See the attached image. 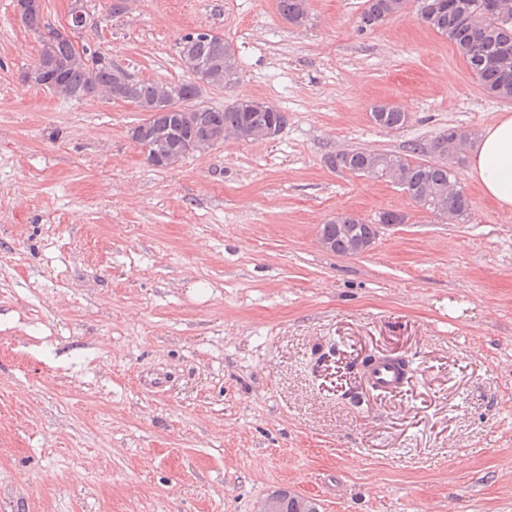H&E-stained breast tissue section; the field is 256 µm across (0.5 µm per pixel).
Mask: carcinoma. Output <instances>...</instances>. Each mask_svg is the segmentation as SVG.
<instances>
[{
	"label": "carcinoma",
	"instance_id": "obj_1",
	"mask_svg": "<svg viewBox=\"0 0 512 512\" xmlns=\"http://www.w3.org/2000/svg\"><path fill=\"white\" fill-rule=\"evenodd\" d=\"M429 3L426 13L419 14L421 22L448 39L458 55L478 80L481 88L492 98L512 101V0H499L500 7L492 6L494 0H420ZM409 0H366L359 17V29L371 30L403 13ZM280 14L290 24L302 25L307 20L308 0H278ZM194 38V53L189 55L190 66L200 72L218 74L213 86H224V67L236 65V54L224 36L201 39L189 33L184 39ZM53 62L44 65V88L53 85L54 71H62L69 98L82 100L95 93L98 86H109L112 93L122 97V102L136 107L143 105L156 109L140 123L142 127L137 144L148 155L166 147L168 156L179 161L185 159V140L178 136V127L184 125L181 113L188 116L190 126L199 129H253L275 128L280 132L287 123L286 113L274 105L254 98L243 103L224 107H210L195 101L185 102L184 95L191 79L162 84L150 79L127 80L109 65L101 66L90 74L74 56L73 48L61 43L52 54ZM372 117L379 126L399 129L406 121L405 111L393 103H381L372 108ZM470 133L452 127L442 136L460 155L464 154ZM343 165L356 172H373L376 178L392 180L393 172L400 173L409 186L410 197L422 205L426 212L444 216L453 212L464 219L470 213V201L462 192H448V183L454 173L444 165L413 161L398 153L352 149L342 156Z\"/></svg>",
	"mask_w": 512,
	"mask_h": 512
}]
</instances>
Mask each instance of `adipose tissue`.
<instances>
[{
	"label": "adipose tissue",
	"mask_w": 512,
	"mask_h": 512,
	"mask_svg": "<svg viewBox=\"0 0 512 512\" xmlns=\"http://www.w3.org/2000/svg\"><path fill=\"white\" fill-rule=\"evenodd\" d=\"M470 176L483 194L512 214V114L503 112L478 135L469 160Z\"/></svg>",
	"instance_id": "ef3b65f1"
}]
</instances>
